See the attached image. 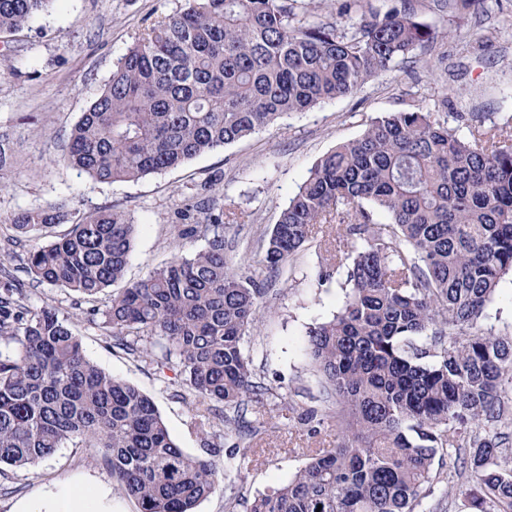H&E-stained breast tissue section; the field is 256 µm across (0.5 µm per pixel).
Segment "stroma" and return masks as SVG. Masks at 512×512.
I'll return each mask as SVG.
<instances>
[{
  "mask_svg": "<svg viewBox=\"0 0 512 512\" xmlns=\"http://www.w3.org/2000/svg\"><path fill=\"white\" fill-rule=\"evenodd\" d=\"M185 0H54L23 31L0 37V132L13 147L15 174L0 192V214L63 205L68 223L99 208L124 212L135 226L126 281L145 278L176 251L190 253L202 240H177L176 213L194 196L216 206L234 200L242 213L225 231L227 256L244 270L258 269L281 209L309 176L311 168L337 145L355 139L376 118L419 105L437 117L478 116L484 125L512 117V0H485L479 17L458 18L424 9L421 21L445 30L441 55H422L402 71L386 72L355 93L294 112L234 145L201 155L181 167L138 180L102 183L60 160L68 136L83 112L101 94L117 60L156 19L174 14ZM340 224L322 225L276 276L265 311L251 336L253 366L278 400L265 407L260 434L240 441L225 433L206 403L185 398L175 371L112 350L100 325L75 318L79 295L31 280L17 255L0 250V264L12 271L34 309L49 308L68 319L85 355L106 373L148 395L175 442L185 452L210 460L243 487L247 497L288 483L308 461L312 448L337 442L336 404L324 392L308 353L307 328L332 319L348 287L339 265L350 253L337 240ZM331 278L317 285L318 270ZM497 336L512 335V276H505L481 322ZM322 415L321 432L301 425V412ZM247 449L249 462L228 468L231 444ZM94 483L107 489L112 512H138L112 478L101 455L61 448L33 467H0V512H15L20 500L49 489L80 490Z\"/></svg>",
  "mask_w": 512,
  "mask_h": 512,
  "instance_id": "obj_1",
  "label": "stroma"
}]
</instances>
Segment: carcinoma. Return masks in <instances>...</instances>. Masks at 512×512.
<instances>
[{
  "label": "carcinoma",
  "mask_w": 512,
  "mask_h": 512,
  "mask_svg": "<svg viewBox=\"0 0 512 512\" xmlns=\"http://www.w3.org/2000/svg\"><path fill=\"white\" fill-rule=\"evenodd\" d=\"M54 0H0V35L22 31ZM336 16L302 0H186L123 55L82 113L62 161L101 182L138 180L237 143L401 70L444 33L419 0L384 13L336 0ZM477 15L481 0H433ZM461 136L420 106L390 112L321 157L280 211L261 261L279 272L313 234L354 214L342 309L309 327V353L340 405L334 448H314L287 484L249 512H512V336L480 331L512 274V126L468 123ZM10 145L0 135V191ZM388 217L376 223L373 213ZM178 239L203 238L146 278L80 312L112 348L172 366L189 394L216 405L229 432L252 435L249 403L276 397L257 380L250 331L267 296L261 273L226 258L224 210L202 198ZM68 221L63 206L0 215L11 246ZM135 225L105 206L26 251L37 283L92 298L124 280ZM104 449L139 512H197L219 487L214 465L180 448L154 402L85 356L67 321L33 309L0 268V465L27 467L57 449ZM459 465L441 476L447 451Z\"/></svg>",
  "instance_id": "carcinoma-1"
}]
</instances>
